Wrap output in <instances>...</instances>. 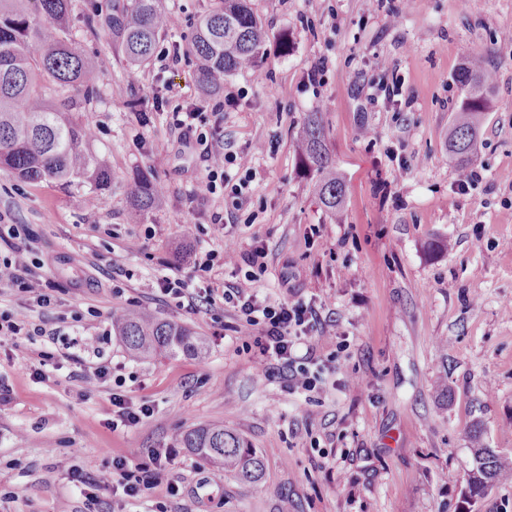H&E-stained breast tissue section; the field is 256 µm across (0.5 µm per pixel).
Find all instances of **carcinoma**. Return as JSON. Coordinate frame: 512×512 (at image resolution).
<instances>
[{
	"instance_id": "carcinoma-1",
	"label": "carcinoma",
	"mask_w": 512,
	"mask_h": 512,
	"mask_svg": "<svg viewBox=\"0 0 512 512\" xmlns=\"http://www.w3.org/2000/svg\"><path fill=\"white\" fill-rule=\"evenodd\" d=\"M75 0H0V171L30 183L61 185L88 183L108 186L112 172L108 161L91 153L94 137L89 122H73L68 108L79 97L98 94V73L84 49L67 34V18ZM84 21L102 30L112 49L126 63L140 66L153 57L159 41L172 30L171 13L163 0H87ZM268 34L250 0H214L198 18L185 46L196 62V79L203 91L214 92V73L230 75L254 68L260 62ZM465 90L448 136V153L460 164L473 157L482 115L487 111V90L494 72L475 58L457 72ZM52 83L73 95L53 103L41 84ZM297 165L313 182L319 203L331 215L344 207L347 188L336 171L323 112L305 115L300 131ZM160 183L149 173L137 175L128 195L134 211L141 213L162 195ZM112 330L134 355L175 358L198 356L203 343L190 329L160 320L145 312L115 311ZM183 447L200 458L224 465L240 482L255 485L263 477L264 463L257 451L233 430L205 426L187 432ZM474 466L468 478L469 495L481 498L507 467L495 453L488 457L473 448Z\"/></svg>"
}]
</instances>
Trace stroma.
<instances>
[{"instance_id": "1", "label": "stroma", "mask_w": 512, "mask_h": 512, "mask_svg": "<svg viewBox=\"0 0 512 512\" xmlns=\"http://www.w3.org/2000/svg\"><path fill=\"white\" fill-rule=\"evenodd\" d=\"M211 4L165 0L179 24L163 44H187ZM401 5L393 24L372 0H252L269 32L264 56L216 97L198 87L193 59L128 67L72 12L68 33L100 80L71 115L93 123L88 148L108 159L112 182L66 189L0 171V261L22 248L55 286L48 307L0 287V311L33 329L0 343V512H512V467L478 502L467 484L472 427L512 460V0L479 12L465 0ZM476 54L497 80L462 166L448 132L463 97L456 74ZM322 58L327 70L311 80ZM149 91L160 109L142 104ZM314 110L347 185L338 218L297 167ZM182 112L200 113L207 145L183 135ZM207 147L228 156L226 182L248 179L242 197L192 195ZM246 153L250 169L232 164ZM146 170L164 192L134 220L128 184ZM473 170L481 182L460 191ZM90 211L98 223H85ZM257 249L263 264L249 266ZM210 250L232 257L212 270L217 284L273 301L295 291L333 319L315 345L335 370L316 391L285 390L232 305L195 314L160 292V277ZM116 308L188 327L205 357H133L112 333ZM94 342L101 356L83 352ZM116 397L151 411L113 427ZM209 425L256 449L259 484L183 448L185 433ZM131 448L177 449L162 486L125 500L88 489L87 474Z\"/></svg>"}]
</instances>
